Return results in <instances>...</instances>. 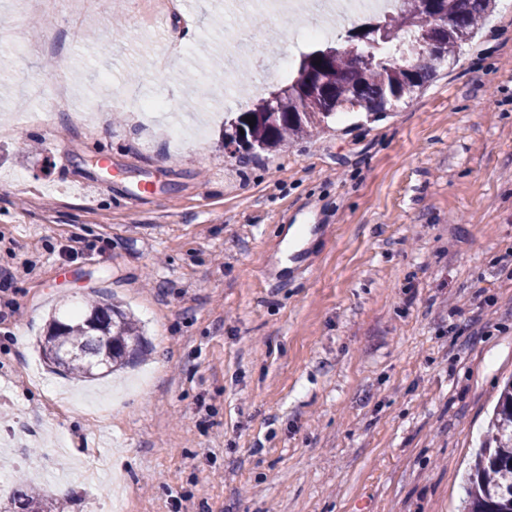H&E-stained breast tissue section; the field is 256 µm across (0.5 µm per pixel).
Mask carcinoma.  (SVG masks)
<instances>
[{"label":"carcinoma","instance_id":"1","mask_svg":"<svg viewBox=\"0 0 512 512\" xmlns=\"http://www.w3.org/2000/svg\"><path fill=\"white\" fill-rule=\"evenodd\" d=\"M492 0H400L397 12L348 32L344 47L303 55L297 73L269 97L224 122V148L241 162L274 151L339 112L379 116L412 99L453 60ZM443 14L448 25H433ZM255 117L254 125L246 121ZM143 347L136 321L97 300L73 316L52 319L41 351L54 368L77 376L110 373ZM466 512H512V384L500 393L489 447L474 464ZM0 512H53V502L21 487Z\"/></svg>","mask_w":512,"mask_h":512}]
</instances>
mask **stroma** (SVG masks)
Listing matches in <instances>:
<instances>
[{
    "label": "stroma",
    "mask_w": 512,
    "mask_h": 512,
    "mask_svg": "<svg viewBox=\"0 0 512 512\" xmlns=\"http://www.w3.org/2000/svg\"><path fill=\"white\" fill-rule=\"evenodd\" d=\"M141 8L62 9L28 45L0 29V268L31 265L0 323V462L64 512H111L119 490L127 512H459L512 378V0L394 112L245 163L224 117L287 73L239 58L224 0L119 36ZM307 25L245 24L296 59ZM293 224L312 233L296 259ZM91 298L147 344L79 381L37 342Z\"/></svg>",
    "instance_id": "1"
}]
</instances>
